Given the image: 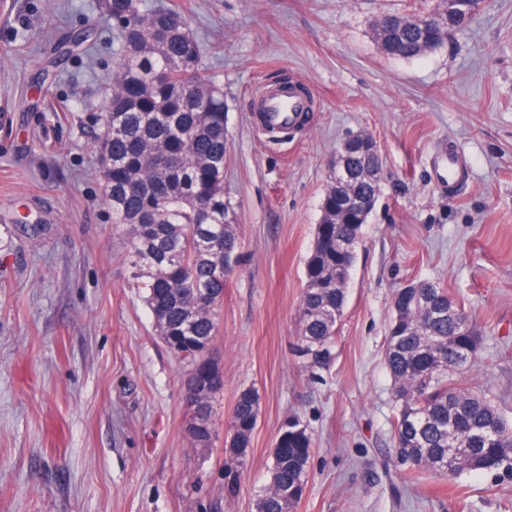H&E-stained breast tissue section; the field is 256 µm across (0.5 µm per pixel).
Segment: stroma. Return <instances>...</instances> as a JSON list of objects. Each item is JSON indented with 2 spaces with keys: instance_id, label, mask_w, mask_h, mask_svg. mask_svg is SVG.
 Instances as JSON below:
<instances>
[{
  "instance_id": "obj_1",
  "label": "stroma",
  "mask_w": 512,
  "mask_h": 512,
  "mask_svg": "<svg viewBox=\"0 0 512 512\" xmlns=\"http://www.w3.org/2000/svg\"><path fill=\"white\" fill-rule=\"evenodd\" d=\"M181 7L224 87V191L243 260L213 355L227 423L239 391L260 414L224 489V440L193 448L187 363L162 345L113 230L94 142L112 69L99 0H0V512H253L288 417L312 439L296 512H512V479L471 472L463 496L413 480L394 450L385 365L395 291L420 280L465 304L483 338L458 380L512 421V0L419 59L388 57L370 24L412 0H150ZM87 30L88 51L55 53ZM318 105L285 138L254 127L255 87L282 76ZM375 137L381 194L362 228L329 361L296 350L305 260L336 147ZM453 148L461 195L430 168Z\"/></svg>"
}]
</instances>
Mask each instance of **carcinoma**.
Instances as JSON below:
<instances>
[{"label": "carcinoma", "mask_w": 512, "mask_h": 512, "mask_svg": "<svg viewBox=\"0 0 512 512\" xmlns=\"http://www.w3.org/2000/svg\"><path fill=\"white\" fill-rule=\"evenodd\" d=\"M480 0H433L410 12H387L373 24L381 51L415 59L464 29ZM112 21L114 66L97 141L112 224L127 239L126 258L144 291L157 335L190 366L186 402L192 447L219 438L215 400L224 384L206 358L219 331L218 310L230 273L242 260L239 224L224 193L227 130L224 88L201 74L203 52L175 7L144 0H101ZM349 174L327 186L305 263L298 348L311 364L331 356L344 316L361 228L363 201L381 193V159L358 147L341 154ZM481 341L466 309L430 281L400 288L392 300L385 363L394 382L396 458L419 477L454 481L482 472L512 478V425L455 376L471 367ZM260 407L247 387L227 430V478L246 466ZM456 435L466 455L448 460ZM311 437L297 418L281 429L255 512H295L309 478Z\"/></svg>", "instance_id": "cac0c4a2"}]
</instances>
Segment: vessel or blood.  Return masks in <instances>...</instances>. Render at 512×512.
<instances>
[{"instance_id":"vessel-or-blood-1","label":"vessel or blood","mask_w":512,"mask_h":512,"mask_svg":"<svg viewBox=\"0 0 512 512\" xmlns=\"http://www.w3.org/2000/svg\"><path fill=\"white\" fill-rule=\"evenodd\" d=\"M256 127L265 135L282 133L302 121L314 108V99L296 84L267 86L257 89ZM470 173L456 150L446 155V182L449 194H456L467 184Z\"/></svg>"}]
</instances>
